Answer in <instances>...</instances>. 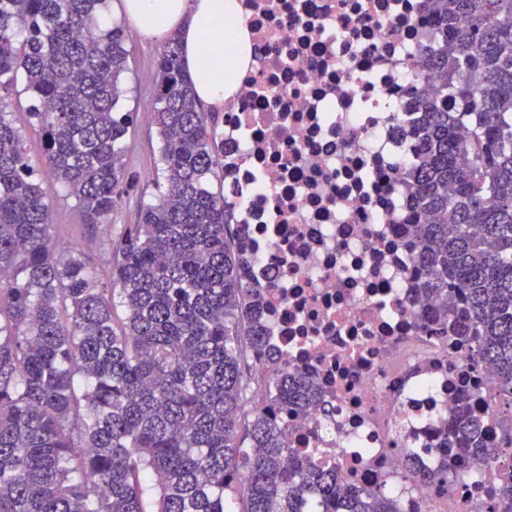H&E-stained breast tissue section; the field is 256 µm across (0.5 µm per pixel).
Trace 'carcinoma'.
Listing matches in <instances>:
<instances>
[{
  "mask_svg": "<svg viewBox=\"0 0 512 512\" xmlns=\"http://www.w3.org/2000/svg\"><path fill=\"white\" fill-rule=\"evenodd\" d=\"M427 2L432 84L419 164L402 178L406 233L430 321L470 338L512 405V0ZM105 4L0 0V512H232V499L237 512H400L290 456L286 418L314 405L315 383L266 349L241 225L211 189L224 181L219 116L196 101L177 35L156 60V199L114 239L108 279L53 233L56 188L96 228L128 187L132 117L117 105L130 53ZM19 87L45 138L40 165L5 104ZM452 434L477 464L490 447L512 454V428L490 444L460 414ZM449 476L411 472L421 486Z\"/></svg>",
  "mask_w": 512,
  "mask_h": 512,
  "instance_id": "carcinoma-1",
  "label": "carcinoma"
}]
</instances>
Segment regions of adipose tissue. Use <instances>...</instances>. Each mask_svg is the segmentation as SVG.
I'll return each instance as SVG.
<instances>
[{"mask_svg":"<svg viewBox=\"0 0 512 512\" xmlns=\"http://www.w3.org/2000/svg\"><path fill=\"white\" fill-rule=\"evenodd\" d=\"M125 14L144 37L165 40L179 32L182 64L194 79L199 102L220 110L236 89L238 69L247 65L245 26L225 32L224 20L236 15V0H123Z\"/></svg>","mask_w":512,"mask_h":512,"instance_id":"adipose-tissue-1","label":"adipose tissue"}]
</instances>
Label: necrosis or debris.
Segmentation results:
<instances>
[{
	"label": "necrosis or debris",
	"instance_id": "4bbe7bcc",
	"mask_svg": "<svg viewBox=\"0 0 512 512\" xmlns=\"http://www.w3.org/2000/svg\"><path fill=\"white\" fill-rule=\"evenodd\" d=\"M253 61L219 114L224 188L244 225L248 281L268 344L314 377L319 402L288 419L308 467L392 494L400 512H489L512 463L436 472L460 409L499 429L491 368L464 336L423 331L400 181L418 161L414 87L426 0H240Z\"/></svg>",
	"mask_w": 512,
	"mask_h": 512
}]
</instances>
